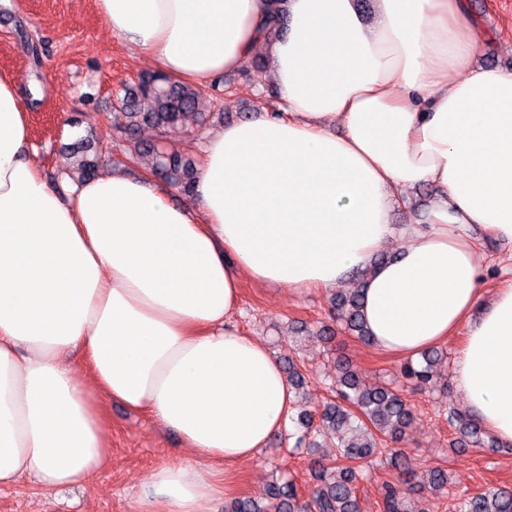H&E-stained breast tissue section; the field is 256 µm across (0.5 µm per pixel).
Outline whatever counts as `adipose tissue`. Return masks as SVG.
Here are the masks:
<instances>
[{
	"instance_id": "adipose-tissue-1",
	"label": "adipose tissue",
	"mask_w": 512,
	"mask_h": 512,
	"mask_svg": "<svg viewBox=\"0 0 512 512\" xmlns=\"http://www.w3.org/2000/svg\"><path fill=\"white\" fill-rule=\"evenodd\" d=\"M114 35L184 83L260 48L265 0H97ZM268 43L278 114L211 133L191 201L109 168L60 191L26 153L19 78L0 71V486L84 487L107 453L100 399L147 412L191 456L136 512H216L293 392L232 327L240 282L294 294L367 271L370 342L402 358L466 336L451 375L512 445V283L488 289L473 228L512 240V71L479 65L460 0H288ZM439 195L397 231L408 190ZM394 259L374 264L389 243ZM82 353L80 379L70 362Z\"/></svg>"
}]
</instances>
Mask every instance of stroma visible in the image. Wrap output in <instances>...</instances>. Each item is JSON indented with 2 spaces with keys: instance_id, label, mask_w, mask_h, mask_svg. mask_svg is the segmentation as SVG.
<instances>
[{
  "instance_id": "35a3bbf8",
  "label": "stroma",
  "mask_w": 512,
  "mask_h": 512,
  "mask_svg": "<svg viewBox=\"0 0 512 512\" xmlns=\"http://www.w3.org/2000/svg\"><path fill=\"white\" fill-rule=\"evenodd\" d=\"M468 17L477 19L485 34L483 64L512 70V0H466ZM0 71L20 78L28 105L30 141L34 159L52 183L62 178L63 150L78 139L115 125L127 117L116 103L123 85L144 74L155 73L148 58L127 41L114 35L100 15L96 0H0ZM44 50L40 70L30 65L32 46ZM267 49L255 53L260 64L224 75L225 86L235 88L230 108H223V93L204 104L211 118L192 135L160 134L142 127L148 142H163L183 158L200 161L209 133L224 125L221 110L230 115L254 110L255 96L273 85L262 60ZM482 270L488 287L512 281V242L482 236ZM333 291L314 290L299 296L245 278L240 286V311L233 323L240 331L259 338L281 359L296 357L304 376V394L309 407L322 405L336 375L337 360H346L364 381L402 388L412 405L414 420L398 448L410 468L421 472L447 468L448 494L426 497L429 512H454V498L472 496L495 485H512V447L458 448L456 433L448 422L449 409L464 410L454 390L442 386L425 388L407 384L401 374V358L384 353L343 333L332 312ZM302 321L330 328L332 339L296 341L288 338V325ZM110 457L104 468L83 489L43 493L28 482L0 490V512H134V500L150 473L162 463L189 458L179 438L162 429L148 415L116 401L103 404ZM323 449L292 448L287 431H280L255 459L237 465L234 497H261L274 475L296 477L302 496H309L314 482L309 475ZM367 478L358 484L361 512H381L382 487L398 482L400 473L385 455L364 465Z\"/></svg>"
}]
</instances>
